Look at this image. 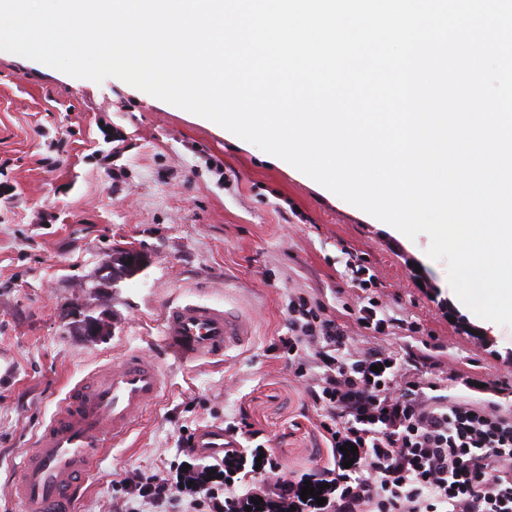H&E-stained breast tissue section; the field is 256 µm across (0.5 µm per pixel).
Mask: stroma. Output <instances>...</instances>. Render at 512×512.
<instances>
[{
	"label": "stroma",
	"mask_w": 512,
	"mask_h": 512,
	"mask_svg": "<svg viewBox=\"0 0 512 512\" xmlns=\"http://www.w3.org/2000/svg\"><path fill=\"white\" fill-rule=\"evenodd\" d=\"M211 157L223 175L206 167ZM429 244L423 233L394 237L295 167L118 78H75L0 51V512H20L10 482L68 388L128 355L161 361L163 391L108 439L74 512H113L126 472L178 458L180 427L241 413L285 470L328 463L315 412L273 346L288 333L289 293L353 304L351 259L444 357L490 380L512 375V328L492 335L456 303ZM122 251L143 263L106 294L110 335L73 334L65 305L93 304L88 281ZM182 300L237 309L249 342L216 359L162 361L161 312Z\"/></svg>",
	"instance_id": "1"
}]
</instances>
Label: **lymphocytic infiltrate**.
Wrapping results in <instances>:
<instances>
[{
  "label": "lymphocytic infiltrate",
  "mask_w": 512,
  "mask_h": 512,
  "mask_svg": "<svg viewBox=\"0 0 512 512\" xmlns=\"http://www.w3.org/2000/svg\"><path fill=\"white\" fill-rule=\"evenodd\" d=\"M350 271L359 296L346 317L291 294L280 340L333 450L329 478L293 477L269 452L259 468H248L244 446L258 433L242 415L224 428L239 447L208 463L191 449L193 432L182 431V461L127 474L118 482L120 501L158 512H512V412L496 402L512 384L479 381L427 353L367 346L378 335L412 338L423 330L367 296L364 266ZM480 387L486 398H472ZM347 444L358 448L350 466ZM308 481L321 497L301 498Z\"/></svg>",
  "instance_id": "f902f5d3"
}]
</instances>
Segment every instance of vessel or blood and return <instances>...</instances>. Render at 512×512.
<instances>
[{"mask_svg":"<svg viewBox=\"0 0 512 512\" xmlns=\"http://www.w3.org/2000/svg\"><path fill=\"white\" fill-rule=\"evenodd\" d=\"M162 333L166 355L186 363L245 345L252 327L235 311L186 300L165 306ZM162 388L158 366L137 355L113 364L100 377L75 383L41 429L13 485L22 512H73L84 478L104 453L107 435L122 434ZM194 446L201 457L220 455L223 430L200 429Z\"/></svg>","mask_w":512,"mask_h":512,"instance_id":"vessel-or-blood-1","label":"vessel or blood"}]
</instances>
